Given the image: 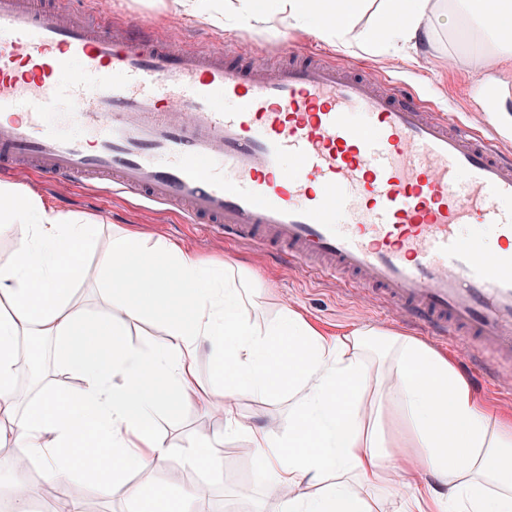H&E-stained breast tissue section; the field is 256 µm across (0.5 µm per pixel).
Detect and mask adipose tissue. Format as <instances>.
Returning <instances> with one entry per match:
<instances>
[{"label": "adipose tissue", "mask_w": 512, "mask_h": 512, "mask_svg": "<svg viewBox=\"0 0 512 512\" xmlns=\"http://www.w3.org/2000/svg\"><path fill=\"white\" fill-rule=\"evenodd\" d=\"M246 21L289 22L346 42L368 0H247ZM367 42L387 57L416 47L442 27L475 28L490 53L464 56L493 69L512 60V0H380ZM30 231L0 265V445L25 449L53 483L81 480L103 494L129 473L161 467L169 450L155 428L159 412L190 406L202 379L196 353L208 345L214 409L224 437H199L193 465L219 473L225 438L245 435L267 489H287L284 512H373L363 491L392 484L400 512H512V416L501 419L475 397L453 360L411 337L355 329L329 337L300 312L276 321L241 312L245 286L205 265L183 244H147L129 229L101 250L107 295L128 315L157 318L168 336L144 351L126 340L123 322L72 305L82 269L73 257L95 247L100 224L54 208L32 189L0 182V227ZM47 336L59 369L79 376L73 390H51L18 411L14 380L19 342ZM287 389L293 398L283 432L243 425L245 396ZM396 404L406 431L387 435L385 403ZM429 484H422V477ZM322 492H314L316 484Z\"/></svg>", "instance_id": "adipose-tissue-1"}]
</instances>
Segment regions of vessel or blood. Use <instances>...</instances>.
Masks as SVG:
<instances>
[{
	"mask_svg": "<svg viewBox=\"0 0 512 512\" xmlns=\"http://www.w3.org/2000/svg\"><path fill=\"white\" fill-rule=\"evenodd\" d=\"M63 0H0V174L67 179L405 312L512 369V156L318 54L270 72Z\"/></svg>",
	"mask_w": 512,
	"mask_h": 512,
	"instance_id": "b4317fda",
	"label": "vessel or blood"
}]
</instances>
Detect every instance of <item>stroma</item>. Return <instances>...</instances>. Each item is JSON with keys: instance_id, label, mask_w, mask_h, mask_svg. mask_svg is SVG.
Listing matches in <instances>:
<instances>
[{"instance_id": "stroma-1", "label": "stroma", "mask_w": 512, "mask_h": 512, "mask_svg": "<svg viewBox=\"0 0 512 512\" xmlns=\"http://www.w3.org/2000/svg\"><path fill=\"white\" fill-rule=\"evenodd\" d=\"M70 8L83 18L96 13L152 27L161 36L172 38L186 48L224 46L266 69L277 67L292 54L324 51L337 60L361 64L367 73L400 80L433 111L457 114L476 129L493 124L501 147L512 151V67L503 66L481 74L467 69L460 60L463 52L478 54L487 49V41L481 38L472 39L440 29L415 59L384 60L358 46L335 43L303 25L284 23L270 30L261 23H243L244 0H228L224 6V24L220 27L198 20L177 0H70ZM488 81L508 88L498 112L491 116L486 114L479 93L480 86ZM28 185L54 207L79 216L97 217L101 223L100 244H108L119 230L132 227L148 241L183 243L203 263L228 265L236 277L260 284L257 304L243 308L244 315L257 323L276 319L286 305L328 333L364 327L401 334L406 331L397 313L377 312L372 299L351 298L333 281L309 280L298 268L179 223L173 215L152 204H139L123 195L71 184L44 187L34 177L29 178ZM75 260L83 266L85 276L73 292L74 301L89 311L125 321L127 340L133 346L147 349L164 344L166 335L153 318L128 317L118 301L105 298L98 250L78 253ZM45 350L41 388L30 387L21 380L16 383L24 406L36 402L42 388H76L81 384L80 379L57 367L53 343H46ZM442 351L454 359L483 405L498 412H512V382L507 377L494 380L472 371L461 348L446 345ZM290 409L288 393L284 390L266 398L245 397L238 405L243 421L277 432L287 429ZM224 428L223 418L208 411L202 401L174 415L159 414L156 429L169 448V456L159 470L147 477L131 473V481L141 482L148 489L163 486L174 493L191 490L197 512H281L280 499L271 496L255 476L252 450L245 437L225 442L221 477H212L190 464L193 438L200 434L219 435Z\"/></svg>"}]
</instances>
